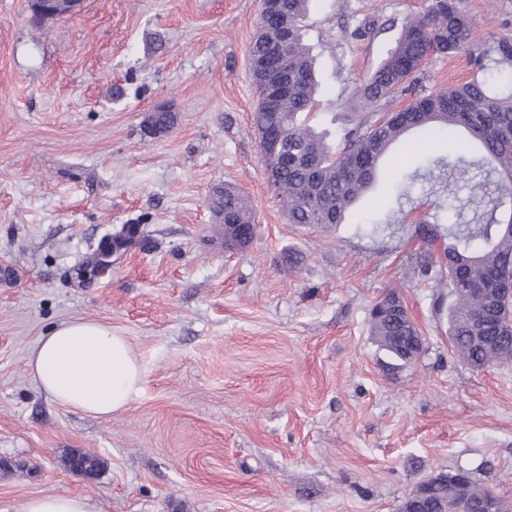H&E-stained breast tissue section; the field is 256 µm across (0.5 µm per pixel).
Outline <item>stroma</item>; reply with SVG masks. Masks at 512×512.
I'll list each match as a JSON object with an SVG mask.
<instances>
[{
	"label": "stroma",
	"instance_id": "35a3bbf8",
	"mask_svg": "<svg viewBox=\"0 0 512 512\" xmlns=\"http://www.w3.org/2000/svg\"><path fill=\"white\" fill-rule=\"evenodd\" d=\"M427 4L311 0L313 123L341 137L355 87ZM460 7L468 49L431 57L426 91L470 80L471 54L512 38V0ZM259 13L260 0H85L38 31L27 0H0V512L50 494L88 512H401L418 482L461 470L512 501V362L476 369L453 351L436 195L416 192L379 234L354 214L289 223L251 121ZM161 104L178 120L153 136ZM224 186L255 215L241 250L209 207ZM127 224L152 249L71 277ZM391 290L424 338L406 365L371 334ZM71 319L111 326L141 364L140 395L112 417L57 404L28 370ZM78 454L98 471L66 466Z\"/></svg>",
	"mask_w": 512,
	"mask_h": 512
}]
</instances>
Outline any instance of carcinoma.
Wrapping results in <instances>:
<instances>
[{
    "label": "carcinoma",
    "instance_id": "cac0c4a2",
    "mask_svg": "<svg viewBox=\"0 0 512 512\" xmlns=\"http://www.w3.org/2000/svg\"><path fill=\"white\" fill-rule=\"evenodd\" d=\"M311 0H284L297 27L288 41V69L303 76L298 87L272 109L256 106L252 124L256 131L276 128L286 133L297 158L271 178L270 186L292 224H342L374 187L380 165L409 135L423 131L428 138L448 139L451 156H433L426 163L409 155L395 176L393 198L397 207L410 200L423 181L448 190V202L438 205L456 214L471 211L470 219L448 225V333L454 337L457 356L481 369L512 361V301L489 302L485 288L512 284V40L502 38L488 50L471 56L482 72L445 90L427 93L418 89L419 75L434 55L465 49L470 20L459 0H431L426 12L406 19L395 44L355 92L352 110L358 113L338 147L305 124L302 116L316 106L318 83L311 47L303 30ZM412 102L399 112L375 117L399 95ZM177 114L170 109L152 113L158 134L174 128ZM210 208L224 225V247L238 246L236 225L255 229V218L245 198L231 188L216 190ZM484 315V326L475 318ZM411 322L406 308L382 309L372 314V335L394 359L405 353L390 337L406 331ZM480 336H504L499 346H489ZM455 512H469L471 502L494 498L489 487L471 480L453 484L434 480L428 496L431 512H442L448 498Z\"/></svg>",
    "mask_w": 512,
    "mask_h": 512
}]
</instances>
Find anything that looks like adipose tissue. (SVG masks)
Listing matches in <instances>:
<instances>
[{
	"label": "adipose tissue",
	"instance_id": "adipose-tissue-1",
	"mask_svg": "<svg viewBox=\"0 0 512 512\" xmlns=\"http://www.w3.org/2000/svg\"><path fill=\"white\" fill-rule=\"evenodd\" d=\"M27 366L51 399L95 417L123 411L141 391V366L127 338L97 321L53 327L31 348Z\"/></svg>",
	"mask_w": 512,
	"mask_h": 512
}]
</instances>
